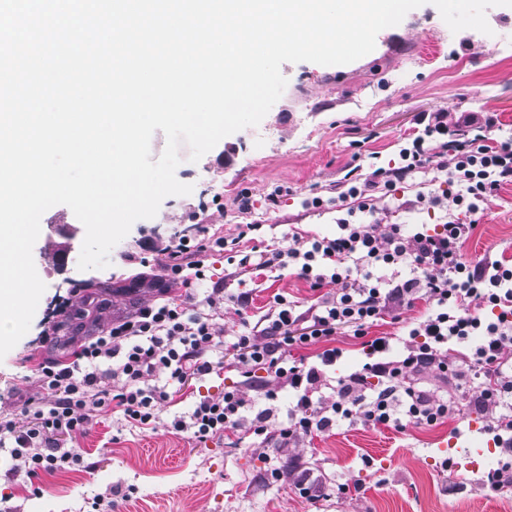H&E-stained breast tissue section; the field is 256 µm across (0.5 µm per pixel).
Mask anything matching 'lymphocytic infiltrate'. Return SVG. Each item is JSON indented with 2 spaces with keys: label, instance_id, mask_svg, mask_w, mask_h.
Here are the masks:
<instances>
[{
  "label": "lymphocytic infiltrate",
  "instance_id": "f902f5d3",
  "mask_svg": "<svg viewBox=\"0 0 512 512\" xmlns=\"http://www.w3.org/2000/svg\"><path fill=\"white\" fill-rule=\"evenodd\" d=\"M448 115L426 117L422 134L401 149V161L368 174L351 171L335 197L308 199V206H332L343 211L339 231L332 237H293L285 248L261 253V270L296 266L318 296L305 312L296 302L275 297L262 329L238 336L233 344L234 365L244 378L262 369L293 391L287 423L277 435L280 447L325 432L337 418H359L396 429L404 422L434 425L453 414L448 400L406 385L410 372L429 366L448 371L446 344L479 337L475 364L459 369L461 383L480 382L479 403L490 419L498 444L512 454V262L506 259L466 260L462 247L473 224L446 215L438 228L405 232L403 224L383 222L375 200L389 197L398 186L418 175L456 187L454 201L466 212L480 205L501 186L512 183V141L459 139L448 127ZM239 227L236 238L202 237L161 249L165 278L192 288L205 277L200 259L206 252L237 248L254 232ZM404 269V276L379 278L375 268ZM425 300L427 309L408 332L402 349L390 336H370L384 315L401 306ZM242 296L215 288L196 304L176 297L141 308L134 316L112 324L82 342L67 362L38 365L35 382L40 396L24 401L18 413L0 412V447H10L12 473L27 480L71 469L83 456L75 443L98 416L120 414L127 425L145 432L157 428L156 410L190 379L223 369L209 352L222 336L227 309L241 305ZM351 328L365 339L373 362L338 380L333 392L317 398L326 383L325 370L340 358L330 341L339 329ZM324 343L320 365L294 358L293 348ZM166 372L164 385L152 384ZM381 380L376 395H368L367 380ZM122 380L113 389L114 380ZM249 403L240 392L200 400L188 419H174L177 430L208 438L235 429Z\"/></svg>",
  "mask_w": 512,
  "mask_h": 512
}]
</instances>
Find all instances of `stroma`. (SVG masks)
<instances>
[{"label":"stroma","instance_id":"stroma-1","mask_svg":"<svg viewBox=\"0 0 512 512\" xmlns=\"http://www.w3.org/2000/svg\"><path fill=\"white\" fill-rule=\"evenodd\" d=\"M491 34L473 29L451 32L438 9L424 4L399 25L380 31L374 50L346 64L285 63L286 89L261 123L223 138L198 162L180 147L179 181L192 185L186 196L165 198L157 215L136 221L110 252L108 267L79 270L83 235L65 238L58 226L77 225L65 205L48 209L33 247V260L46 290L28 332L0 359V407L17 408L38 395L23 385L36 366L68 360L88 330L105 328L160 302L163 294L143 273L141 258L152 245L173 244L206 229L214 237L232 238L239 225L257 224V248L287 246L289 234L333 236L336 210L314 209L304 201L330 196L356 165L385 167L399 163V152L419 131V119L431 112L456 118L467 112L491 114L499 138H512V7L488 8ZM288 189L278 205L267 196ZM249 191L250 212L237 197ZM417 190L399 189L378 200L393 207L406 231L415 225L435 227L443 208L416 201ZM475 230L465 243L466 258L512 260V183L473 213ZM211 276L194 290L204 299L216 285L245 293L241 312L224 316V335L214 347L220 357L245 326L255 325L275 295L308 307L315 297L308 284L282 271L274 275L242 267L218 253H204ZM56 326L55 342L42 345L39 333ZM419 389L461 398V412L433 426L394 429L355 418L338 420L331 429L282 448L260 444L250 420L238 430L206 441L172 428L205 397L243 391L254 411L269 410V432L287 423L293 394L271 385L265 371L245 380L232 364L220 373L193 379L172 401L158 408V428L143 433L125 427L119 415L97 418L77 443L82 467L41 475L30 484L10 475L13 460L0 448V506L10 512H88L94 496L112 495V512H512V483L488 490L483 479L505 458L478 406V388L460 394L455 378L433 367L416 376ZM317 478L318 497H302L298 471Z\"/></svg>","mask_w":512,"mask_h":512}]
</instances>
